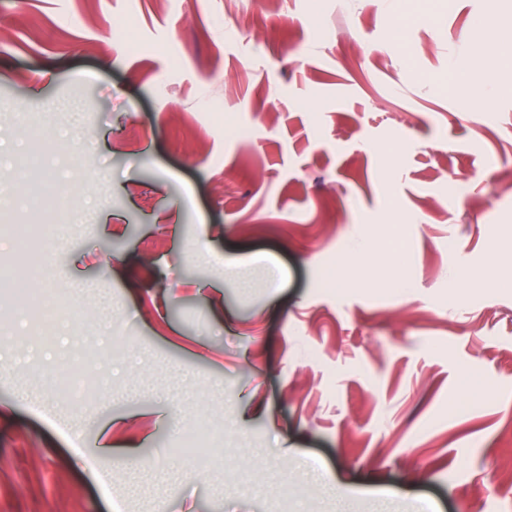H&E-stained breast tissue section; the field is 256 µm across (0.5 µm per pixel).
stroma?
<instances>
[{
    "label": "stroma",
    "mask_w": 512,
    "mask_h": 512,
    "mask_svg": "<svg viewBox=\"0 0 512 512\" xmlns=\"http://www.w3.org/2000/svg\"><path fill=\"white\" fill-rule=\"evenodd\" d=\"M415 14L0 0V277L50 248L56 296L92 286L49 342L0 292V348L38 350L0 376V512H512V65L475 97L463 59L512 0ZM72 184L81 233L24 241ZM361 244V287H328ZM67 336L124 343L77 375L111 404L18 402ZM201 425L223 466L176 454ZM119 437L177 480L93 479Z\"/></svg>",
    "instance_id": "35a3bbf8"
}]
</instances>
